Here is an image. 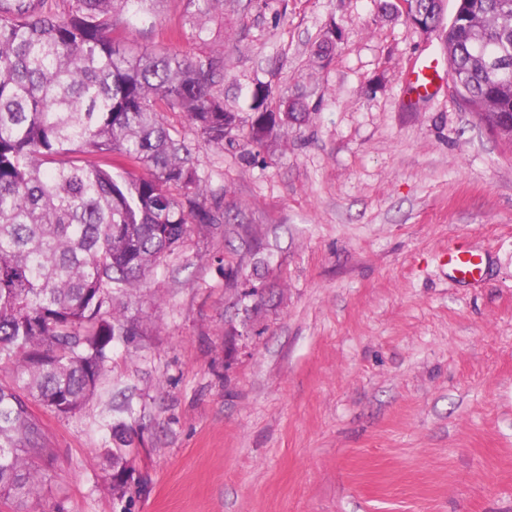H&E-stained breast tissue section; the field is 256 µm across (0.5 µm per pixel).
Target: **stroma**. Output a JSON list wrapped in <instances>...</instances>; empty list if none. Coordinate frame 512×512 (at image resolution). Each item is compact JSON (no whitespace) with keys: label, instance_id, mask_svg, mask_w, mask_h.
Here are the masks:
<instances>
[{"label":"stroma","instance_id":"stroma-1","mask_svg":"<svg viewBox=\"0 0 512 512\" xmlns=\"http://www.w3.org/2000/svg\"><path fill=\"white\" fill-rule=\"evenodd\" d=\"M170 32L223 49L240 116L263 82L309 118L255 154L164 114L226 221L126 299L82 411L34 405L57 456L36 512H512V145L453 88L443 36L379 0H224L201 42L157 0L130 40ZM461 243L480 281L450 272Z\"/></svg>","mask_w":512,"mask_h":512}]
</instances>
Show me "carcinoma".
<instances>
[{"label": "carcinoma", "mask_w": 512, "mask_h": 512, "mask_svg": "<svg viewBox=\"0 0 512 512\" xmlns=\"http://www.w3.org/2000/svg\"><path fill=\"white\" fill-rule=\"evenodd\" d=\"M158 0H0V501L30 512L55 461L32 404L62 415L83 409L127 335L114 302L138 286L193 224L224 220L188 161L189 147L163 121L182 112L207 145L262 149L277 130L306 121L295 99L272 106L254 86L248 125L218 86L224 53L136 52L115 18L138 19ZM205 30L224 0H188ZM448 27V77L487 123L512 114V68L473 61L475 49L512 64V0H458ZM482 43L471 42V22ZM130 163L115 169L108 155Z\"/></svg>", "instance_id": "cac0c4a2"}]
</instances>
